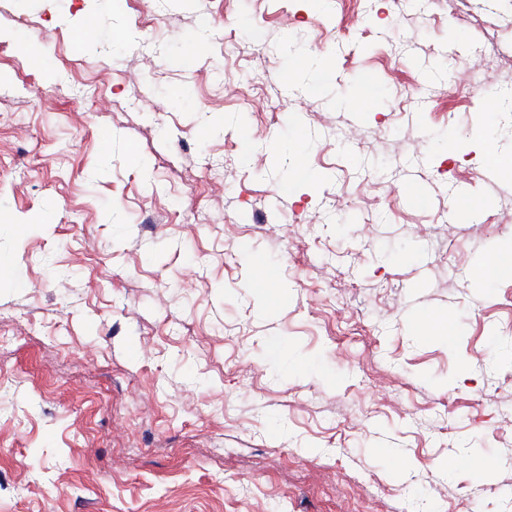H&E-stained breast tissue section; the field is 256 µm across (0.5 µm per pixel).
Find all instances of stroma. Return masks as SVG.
I'll use <instances>...</instances> for the list:
<instances>
[{"mask_svg": "<svg viewBox=\"0 0 512 512\" xmlns=\"http://www.w3.org/2000/svg\"><path fill=\"white\" fill-rule=\"evenodd\" d=\"M497 91L512 0H0V512H512Z\"/></svg>", "mask_w": 512, "mask_h": 512, "instance_id": "1", "label": "stroma"}]
</instances>
